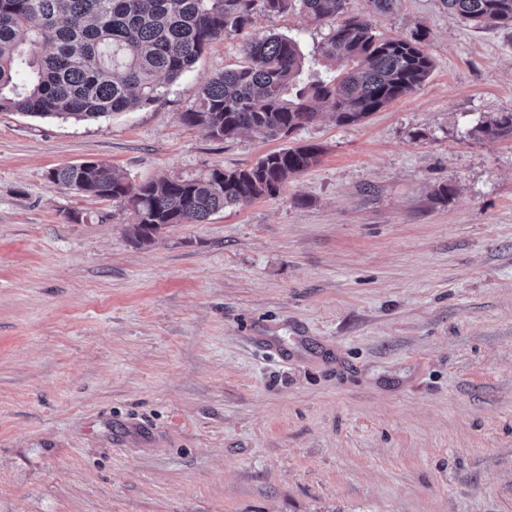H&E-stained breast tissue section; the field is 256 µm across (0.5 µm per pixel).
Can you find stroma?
Listing matches in <instances>:
<instances>
[{"instance_id": "stroma-1", "label": "stroma", "mask_w": 512, "mask_h": 512, "mask_svg": "<svg viewBox=\"0 0 512 512\" xmlns=\"http://www.w3.org/2000/svg\"><path fill=\"white\" fill-rule=\"evenodd\" d=\"M371 16L427 29L434 70L358 124L185 125L242 65L233 36L145 107L0 112V512H512V138L475 130L512 112V30L441 0ZM253 31L298 42L301 82L327 76V26L291 9ZM297 143L322 153L278 195L147 245L127 208L49 177L194 178Z\"/></svg>"}]
</instances>
